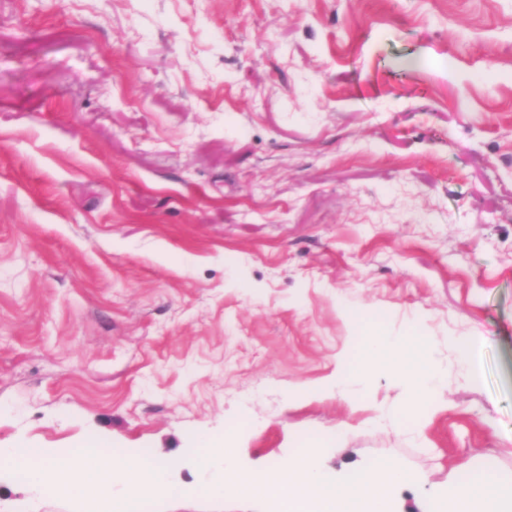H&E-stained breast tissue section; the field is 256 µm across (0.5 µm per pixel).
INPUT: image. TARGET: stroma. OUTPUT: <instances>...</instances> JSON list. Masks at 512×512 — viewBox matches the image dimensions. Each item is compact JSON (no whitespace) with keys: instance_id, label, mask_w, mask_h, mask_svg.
<instances>
[{"instance_id":"1","label":"stroma","mask_w":512,"mask_h":512,"mask_svg":"<svg viewBox=\"0 0 512 512\" xmlns=\"http://www.w3.org/2000/svg\"><path fill=\"white\" fill-rule=\"evenodd\" d=\"M446 380L396 427L362 334ZM482 337L475 370L456 341ZM398 459L392 512L512 474V0H0V448L146 450L198 482ZM0 469V512H106Z\"/></svg>"}]
</instances>
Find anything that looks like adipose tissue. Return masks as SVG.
<instances>
[{"label": "adipose tissue", "mask_w": 512, "mask_h": 512, "mask_svg": "<svg viewBox=\"0 0 512 512\" xmlns=\"http://www.w3.org/2000/svg\"><path fill=\"white\" fill-rule=\"evenodd\" d=\"M368 354L349 373H337L336 387L344 389L350 380L365 381L380 366L386 365L404 381L410 391L407 409L431 401L445 373L434 362H426L421 371L409 374L402 363L412 353L423 352L424 343L406 347L399 339L389 336H369L365 339ZM203 454L200 464L211 469L215 461L224 465L223 480H206L193 486V494L203 497L223 495L226 484L235 483L258 493L268 480H275L276 489L284 501V512H388L392 488L405 482L403 468L391 462H379L356 470L351 480L342 483L330 472L320 468L310 451L300 452L288 465L272 467L270 474L245 475L233 465L229 451H219L214 441H201ZM1 467H26L32 482L59 491L67 496L83 494L88 485L105 487L108 483H123L127 499H135L144 489H155L164 482L163 471L128 457H114L100 463L91 443H83L65 461L49 462L44 456H32L29 449L0 448ZM449 512H512V477H503L496 468L484 467L477 481H453L444 490Z\"/></svg>", "instance_id": "ef3b65f1"}]
</instances>
